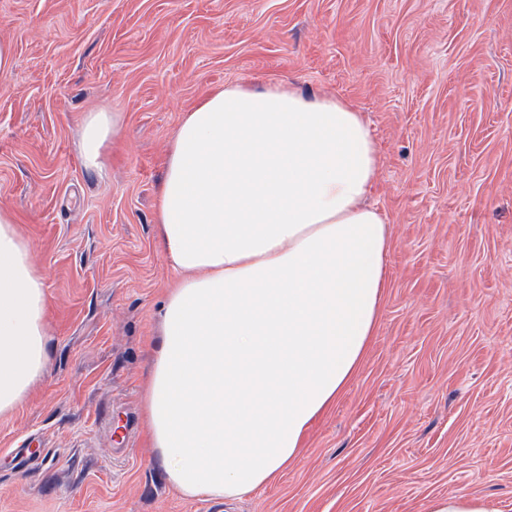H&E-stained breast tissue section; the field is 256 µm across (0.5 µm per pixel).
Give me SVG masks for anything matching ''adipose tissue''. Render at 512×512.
<instances>
[{
	"label": "adipose tissue",
	"instance_id": "obj_1",
	"mask_svg": "<svg viewBox=\"0 0 512 512\" xmlns=\"http://www.w3.org/2000/svg\"><path fill=\"white\" fill-rule=\"evenodd\" d=\"M118 132L117 116H84L86 167ZM379 164L362 113L334 96L235 84L185 113L155 210L180 279L144 390L151 445L184 497L270 483L354 378L387 286V220L366 202ZM47 311L33 251L0 214V415L45 375Z\"/></svg>",
	"mask_w": 512,
	"mask_h": 512
}]
</instances>
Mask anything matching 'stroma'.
Segmentation results:
<instances>
[{
    "label": "stroma",
    "mask_w": 512,
    "mask_h": 512,
    "mask_svg": "<svg viewBox=\"0 0 512 512\" xmlns=\"http://www.w3.org/2000/svg\"><path fill=\"white\" fill-rule=\"evenodd\" d=\"M0 211L49 296L46 373L0 415V512H512V0H0ZM290 82L363 112L391 249L380 321L298 461L234 502L184 498L143 383L176 279L154 211L185 112ZM117 113L100 168L90 112ZM45 457L14 466L23 440ZM110 112H90L84 116L80 128L79 145L83 164L100 168L105 144L119 132L118 117ZM427 512H490L487 502L477 496L461 493L435 497L428 501Z\"/></svg>",
    "instance_id": "stroma-1"
}]
</instances>
